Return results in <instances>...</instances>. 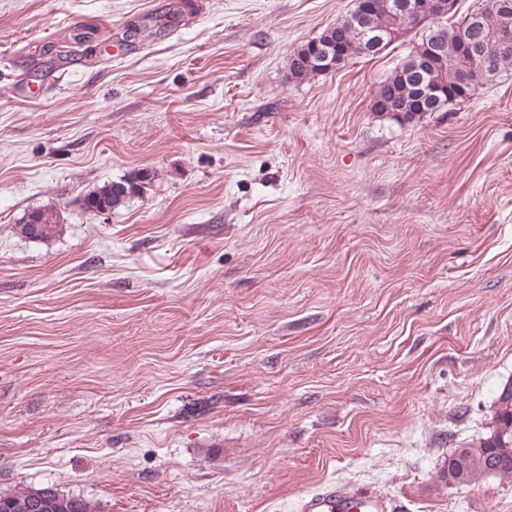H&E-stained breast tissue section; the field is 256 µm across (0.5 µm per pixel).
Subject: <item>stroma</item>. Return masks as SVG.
I'll use <instances>...</instances> for the list:
<instances>
[{"label": "stroma", "instance_id": "1", "mask_svg": "<svg viewBox=\"0 0 512 512\" xmlns=\"http://www.w3.org/2000/svg\"><path fill=\"white\" fill-rule=\"evenodd\" d=\"M354 7L0 0V493L512 512L443 471L512 380V71L409 122L371 105L415 34L291 75ZM44 205L63 233L22 237ZM149 176L147 171H142L129 179L105 183L84 196L81 208L94 215L102 213L105 208L108 212L115 211L122 207L128 198L143 190ZM387 501L371 490L349 491L328 485L307 493L300 500L299 512H389Z\"/></svg>", "mask_w": 512, "mask_h": 512}]
</instances>
